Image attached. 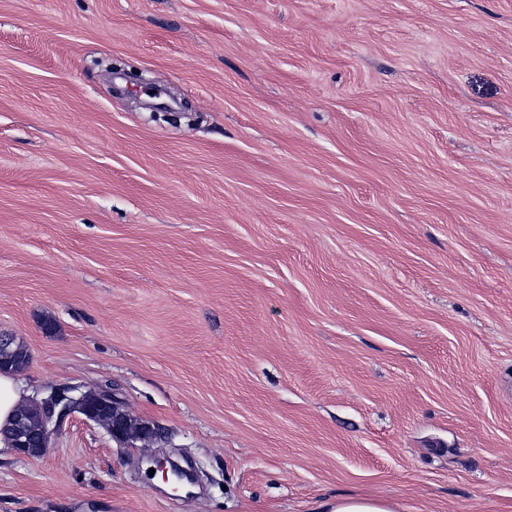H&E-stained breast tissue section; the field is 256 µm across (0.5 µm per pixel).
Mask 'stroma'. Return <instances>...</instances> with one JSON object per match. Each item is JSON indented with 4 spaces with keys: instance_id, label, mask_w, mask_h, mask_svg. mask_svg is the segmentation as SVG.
<instances>
[{
    "instance_id": "35a3bbf8",
    "label": "stroma",
    "mask_w": 512,
    "mask_h": 512,
    "mask_svg": "<svg viewBox=\"0 0 512 512\" xmlns=\"http://www.w3.org/2000/svg\"><path fill=\"white\" fill-rule=\"evenodd\" d=\"M0 333V512H512V0H0ZM149 101H140L136 99V104L139 108L146 112H151L154 117L159 113L164 116L170 117L181 112L183 104L179 102L174 95L164 92L162 90L154 89L153 94L149 95ZM21 399L22 391L14 377L11 374L0 375V427L19 404L11 422L1 428V433L9 437V446L17 455H44L65 419L75 413L102 426L112 441L123 447L133 448L137 442L149 447L165 439L162 426L131 417L110 390L63 386L52 389L40 399H26L20 403ZM147 462L153 464L149 465V469L154 468L156 471H161L165 483L169 480L168 473H170L174 483L177 485L192 486L194 483L193 476L183 470L169 456H153L148 458ZM315 512H398V505L372 496L337 498L322 503Z\"/></svg>"
}]
</instances>
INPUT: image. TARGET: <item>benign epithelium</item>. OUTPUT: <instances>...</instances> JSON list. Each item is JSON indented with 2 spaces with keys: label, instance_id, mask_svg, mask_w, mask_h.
Returning a JSON list of instances; mask_svg holds the SVG:
<instances>
[{
  "label": "benign epithelium",
  "instance_id": "benign-epithelium-1",
  "mask_svg": "<svg viewBox=\"0 0 512 512\" xmlns=\"http://www.w3.org/2000/svg\"><path fill=\"white\" fill-rule=\"evenodd\" d=\"M139 108L156 116L177 114L182 103L175 96L162 90H154L148 101H136ZM13 336L0 335V368L12 373L24 367L12 363ZM79 414L85 420L102 426L113 441L124 447L157 444L165 439V429L156 422L131 417L122 402L110 390H83L78 386H63L51 390L46 396L26 399L19 403L15 414L1 433L10 439L11 449L18 455L36 457L45 454L52 437L59 431L65 419ZM152 468L162 473L163 481L173 480L181 486L194 483L192 475L168 456L147 459Z\"/></svg>",
  "mask_w": 512,
  "mask_h": 512
}]
</instances>
